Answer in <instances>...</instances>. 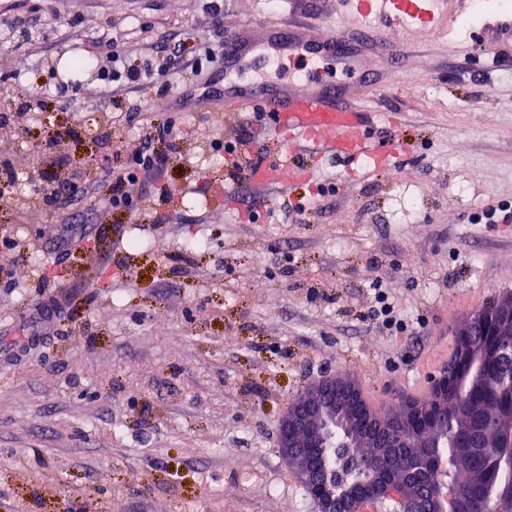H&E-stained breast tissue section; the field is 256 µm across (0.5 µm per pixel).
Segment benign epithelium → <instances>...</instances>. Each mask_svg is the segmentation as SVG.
I'll return each mask as SVG.
<instances>
[{"label": "benign epithelium", "instance_id": "benign-epithelium-1", "mask_svg": "<svg viewBox=\"0 0 512 512\" xmlns=\"http://www.w3.org/2000/svg\"><path fill=\"white\" fill-rule=\"evenodd\" d=\"M447 384V376L440 374L432 381L429 399H396L390 406L391 413L385 424L398 428L422 448L437 447L439 435L412 432L407 429V423L416 417H426L431 423L448 419V406L443 399ZM366 421L377 432L385 425L371 417V409L364 403L358 384L349 377L336 374H326L310 382L301 396L283 411L278 425V448L294 463L317 512H366L369 505L387 501L397 503V512H437L430 491L407 494L405 475L425 471L435 464V456L428 453L412 467L393 455L384 458L375 467L371 491L367 494L357 487L341 489L340 471L356 459L357 448L364 439L356 425ZM497 440L503 449L501 464L512 467V430L498 428ZM300 448H327L339 467L322 462L310 468L298 453Z\"/></svg>", "mask_w": 512, "mask_h": 512}]
</instances>
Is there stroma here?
Masks as SVG:
<instances>
[{"label": "stroma", "instance_id": "stroma-1", "mask_svg": "<svg viewBox=\"0 0 512 512\" xmlns=\"http://www.w3.org/2000/svg\"><path fill=\"white\" fill-rule=\"evenodd\" d=\"M450 10L425 57L359 97L382 161L325 157L310 178L258 187L230 176L215 143L244 135L249 162L280 155L274 122L184 112L171 195L131 186L148 198L132 217L97 209L102 171L166 120L160 91L181 88L202 43L280 13L278 0H223L218 20L199 0H0V20L27 18L37 41L0 43V159L16 173L0 195V354L25 349L0 364V512H316L277 446L287 404L330 371L371 402L428 395L455 331L512 298V223L473 221L512 204V39L492 26L512 0ZM103 35L135 60L177 49L175 66L111 95L89 63ZM27 81L67 98L20 115ZM47 166L82 188L66 211L31 200ZM375 280L405 333L369 318ZM56 290L65 307L42 338L33 308Z\"/></svg>", "mask_w": 512, "mask_h": 512}]
</instances>
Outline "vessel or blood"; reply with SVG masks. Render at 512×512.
I'll list each match as a JSON object with an SVG mask.
<instances>
[{"instance_id":"vessel-or-blood-1","label":"vessel or blood","mask_w":512,"mask_h":512,"mask_svg":"<svg viewBox=\"0 0 512 512\" xmlns=\"http://www.w3.org/2000/svg\"><path fill=\"white\" fill-rule=\"evenodd\" d=\"M352 28L317 35L300 23L258 20L244 33L224 43V94L206 103L197 88L180 90L170 105L195 111L209 105L214 112H234L259 104L278 116L285 132L282 149H307L351 162L377 159L361 129L356 107L361 67L371 56L364 38L384 40L391 56L407 53L405 40L420 33H441L448 27V0H336ZM314 63L299 77L269 83L254 78L259 67L275 63ZM279 162L269 159L252 165L251 180L265 186L278 178Z\"/></svg>"}]
</instances>
